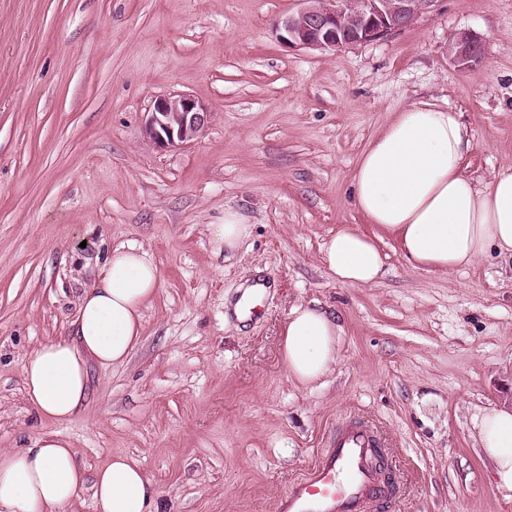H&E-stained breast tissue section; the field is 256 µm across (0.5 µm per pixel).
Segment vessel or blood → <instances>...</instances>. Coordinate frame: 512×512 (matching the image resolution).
<instances>
[{
    "label": "vessel or blood",
    "instance_id": "vessel-or-blood-1",
    "mask_svg": "<svg viewBox=\"0 0 512 512\" xmlns=\"http://www.w3.org/2000/svg\"><path fill=\"white\" fill-rule=\"evenodd\" d=\"M384 453V440L368 419L338 421L327 448L279 500L278 512H367L394 492L378 464Z\"/></svg>",
    "mask_w": 512,
    "mask_h": 512
}]
</instances>
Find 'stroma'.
<instances>
[{
	"mask_svg": "<svg viewBox=\"0 0 512 512\" xmlns=\"http://www.w3.org/2000/svg\"><path fill=\"white\" fill-rule=\"evenodd\" d=\"M300 6L0 0V450L55 436L90 477L116 453L139 461L159 512H276L337 419L358 413L389 452L385 512H512L472 426L512 402V262L491 252L428 273L388 238L369 287L336 283L321 262L340 226L370 231L351 202L355 166L410 103L461 113L474 179L512 163V0H438L399 33L327 52L278 39L276 21ZM460 33L484 45L466 70L448 61ZM169 93L207 106L198 142L144 140L146 112ZM228 209L252 233L226 258L206 227ZM130 241L161 272L139 343L123 365L91 364L71 419H39L24 365L70 335L99 266ZM256 281L263 313L239 320ZM313 301L342 327L338 362L300 387L279 333Z\"/></svg>",
	"mask_w": 512,
	"mask_h": 512,
	"instance_id": "obj_1",
	"label": "stroma"
}]
</instances>
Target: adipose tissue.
<instances>
[{
	"instance_id": "adipose-tissue-1",
	"label": "adipose tissue",
	"mask_w": 512,
	"mask_h": 512,
	"mask_svg": "<svg viewBox=\"0 0 512 512\" xmlns=\"http://www.w3.org/2000/svg\"><path fill=\"white\" fill-rule=\"evenodd\" d=\"M476 147L459 113L428 101L397 113L369 141L351 182L353 206L374 230L345 225L333 233L322 250L327 271L346 286L377 283L387 237L425 272L465 269L492 251L512 259V164L475 182L464 163ZM251 229L244 215L228 209L207 232L215 249L232 253ZM160 287V271L141 244L112 249L80 300L71 336L43 344L24 366L26 397L39 417L69 419L88 397L91 363L127 361L143 310ZM280 336L283 367L297 384L316 383L335 366L341 326L320 303L292 307ZM472 425L498 489L512 494V409L484 408ZM88 481L97 512H153L158 498L129 457L113 455L90 478L68 441L41 437L33 447L0 451V512H65Z\"/></svg>"
}]
</instances>
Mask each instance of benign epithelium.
Returning a JSON list of instances; mask_svg holds the SVG:
<instances>
[{"mask_svg":"<svg viewBox=\"0 0 512 512\" xmlns=\"http://www.w3.org/2000/svg\"><path fill=\"white\" fill-rule=\"evenodd\" d=\"M303 6L279 18L275 30L290 48L318 51L373 42L400 32L433 11L437 0H302ZM483 44L470 34L448 42V60L461 70L481 62ZM210 119L207 108L188 94L159 96L147 113L143 135L158 148L196 141Z\"/></svg>","mask_w":512,"mask_h":512,"instance_id":"7a95c632","label":"benign epithelium"}]
</instances>
